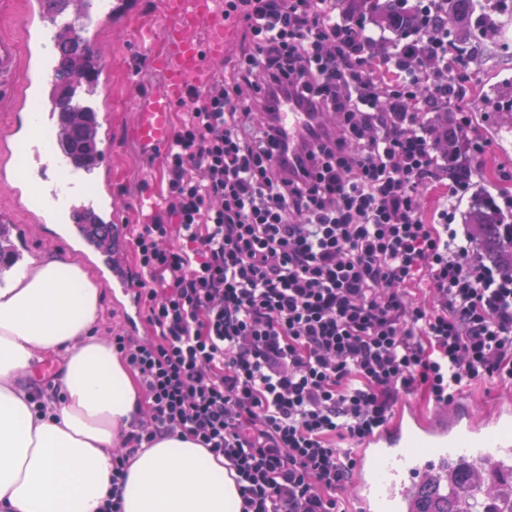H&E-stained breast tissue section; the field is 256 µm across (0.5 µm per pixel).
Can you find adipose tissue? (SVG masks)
<instances>
[{
	"label": "adipose tissue",
	"instance_id": "adipose-tissue-1",
	"mask_svg": "<svg viewBox=\"0 0 512 512\" xmlns=\"http://www.w3.org/2000/svg\"><path fill=\"white\" fill-rule=\"evenodd\" d=\"M102 294L79 260H29L0 288V512H99L112 450L143 399L109 341L97 336ZM52 361L33 397L23 380ZM123 512H240L234 476L205 448L167 436L131 457Z\"/></svg>",
	"mask_w": 512,
	"mask_h": 512
}]
</instances>
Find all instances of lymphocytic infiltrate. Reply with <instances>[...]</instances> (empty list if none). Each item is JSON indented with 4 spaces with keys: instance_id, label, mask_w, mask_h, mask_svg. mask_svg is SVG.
Segmentation results:
<instances>
[{
    "instance_id": "f902f5d3",
    "label": "lymphocytic infiltrate",
    "mask_w": 512,
    "mask_h": 512,
    "mask_svg": "<svg viewBox=\"0 0 512 512\" xmlns=\"http://www.w3.org/2000/svg\"><path fill=\"white\" fill-rule=\"evenodd\" d=\"M423 35L374 37L336 0H224L251 43L210 73L163 150L166 193L130 234L150 336L112 349L144 394L112 451L180 434L236 473L242 512H351L354 455L420 396L433 407L512 385V267L479 252L463 203L491 141L460 95L433 0ZM305 112L289 139L284 103ZM465 134L467 154L439 143Z\"/></svg>"
}]
</instances>
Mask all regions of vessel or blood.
Segmentation results:
<instances>
[{"label":"vessel or blood","instance_id":"vessel-or-blood-1","mask_svg":"<svg viewBox=\"0 0 512 512\" xmlns=\"http://www.w3.org/2000/svg\"><path fill=\"white\" fill-rule=\"evenodd\" d=\"M81 10L79 36L98 48L106 17L96 0H83ZM160 17V25L141 31L139 41L147 49L159 46L155 62L163 82L139 94L133 103L132 133L150 158L169 144L177 105L188 99L191 90L201 89L209 63L223 60L229 38V23L216 0H160ZM71 22V16L46 10L43 0H27L26 40L0 39V83L21 81L31 88L23 109L34 114L39 133L59 124L60 116L52 101L42 97L41 88L55 75L46 50ZM71 165L61 151L37 152L30 159L28 179L43 198L46 218L55 219L64 208L74 213L90 210L112 225L115 243H122L119 211L111 197L101 196L95 168L86 170L83 191L74 193L69 183ZM110 273L113 292L126 297L129 309L139 310L131 270L116 260ZM485 461L495 463L503 478L512 477V388L500 390L479 411L462 398L431 412L401 401L389 424L359 451L352 491L361 512H411L415 489L433 470Z\"/></svg>","mask_w":512,"mask_h":512}]
</instances>
